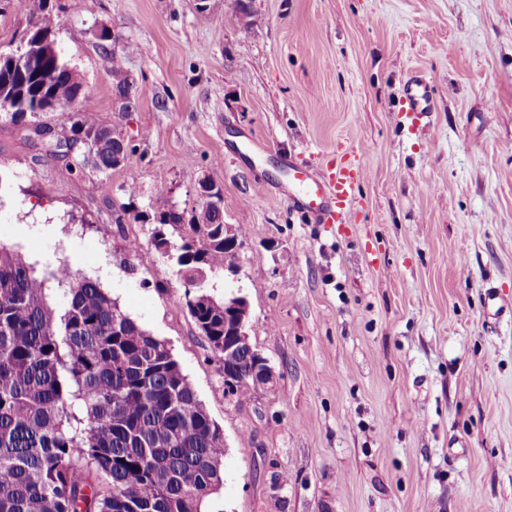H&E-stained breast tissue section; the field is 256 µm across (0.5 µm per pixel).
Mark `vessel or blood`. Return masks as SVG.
Returning <instances> with one entry per match:
<instances>
[{
  "label": "vessel or blood",
  "instance_id": "b4317fda",
  "mask_svg": "<svg viewBox=\"0 0 512 512\" xmlns=\"http://www.w3.org/2000/svg\"><path fill=\"white\" fill-rule=\"evenodd\" d=\"M431 109L430 85L424 79L407 84L403 94V110L416 118ZM366 177L365 169L355 160H329L327 172L317 177L305 170H295L293 183L304 208L321 223H337L340 212L353 200L357 185Z\"/></svg>",
  "mask_w": 512,
  "mask_h": 512
}]
</instances>
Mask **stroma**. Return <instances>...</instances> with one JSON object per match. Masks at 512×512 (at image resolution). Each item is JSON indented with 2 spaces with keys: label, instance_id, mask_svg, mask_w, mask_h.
<instances>
[{
  "label": "stroma",
  "instance_id": "stroma-1",
  "mask_svg": "<svg viewBox=\"0 0 512 512\" xmlns=\"http://www.w3.org/2000/svg\"><path fill=\"white\" fill-rule=\"evenodd\" d=\"M48 4L127 155L103 177L57 151L69 110L0 118V244L49 278L51 305L66 264L166 342L224 434L206 512H512V0H247L240 23L236 0ZM103 27L138 46L134 108ZM413 78L432 95L416 126ZM344 156L367 175L340 233L285 191L290 165ZM204 179L248 232L213 293L247 297L276 376L246 401L133 218L162 187L198 212ZM133 49L131 45H126L120 53L112 51L109 52V56L107 57V62L109 64V69L112 73V80L116 85V88L119 92L123 93V95L127 94V91L130 87V78L124 67V52L126 50ZM403 105L402 112L411 120L423 113L432 112L429 83L420 78L407 84L403 94Z\"/></svg>",
  "mask_w": 512,
  "mask_h": 512
}]
</instances>
